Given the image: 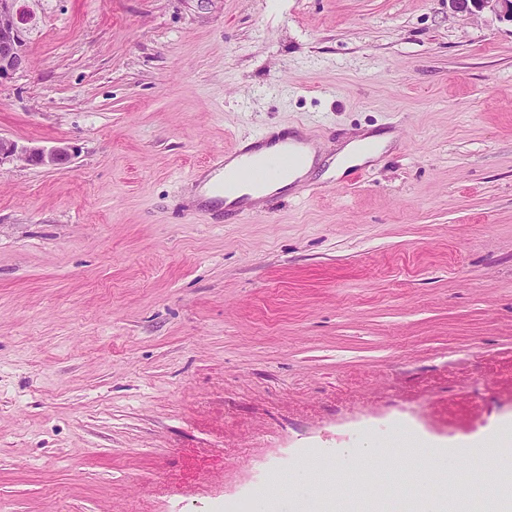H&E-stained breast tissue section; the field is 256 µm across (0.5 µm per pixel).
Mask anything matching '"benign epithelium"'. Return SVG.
<instances>
[{
    "instance_id": "1",
    "label": "benign epithelium",
    "mask_w": 512,
    "mask_h": 512,
    "mask_svg": "<svg viewBox=\"0 0 512 512\" xmlns=\"http://www.w3.org/2000/svg\"><path fill=\"white\" fill-rule=\"evenodd\" d=\"M448 7L470 14L491 13L512 22V0H448ZM32 20L33 12L20 0H0V81L27 67L26 25ZM73 156V147L65 143L47 148L0 136V165L23 161L31 166L59 169L71 163Z\"/></svg>"
}]
</instances>
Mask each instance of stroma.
<instances>
[{
	"instance_id": "35a3bbf8",
	"label": "stroma",
	"mask_w": 512,
	"mask_h": 512,
	"mask_svg": "<svg viewBox=\"0 0 512 512\" xmlns=\"http://www.w3.org/2000/svg\"><path fill=\"white\" fill-rule=\"evenodd\" d=\"M0 135V512H380L512 421V23L446 0H31ZM395 140L264 213L191 209L280 127ZM378 445L374 462L346 456ZM410 445L408 455L388 458ZM325 467V501L298 470ZM73 147L65 143L50 148L21 144L0 136V165L5 162L23 161L27 165L59 169L71 163Z\"/></svg>"
}]
</instances>
